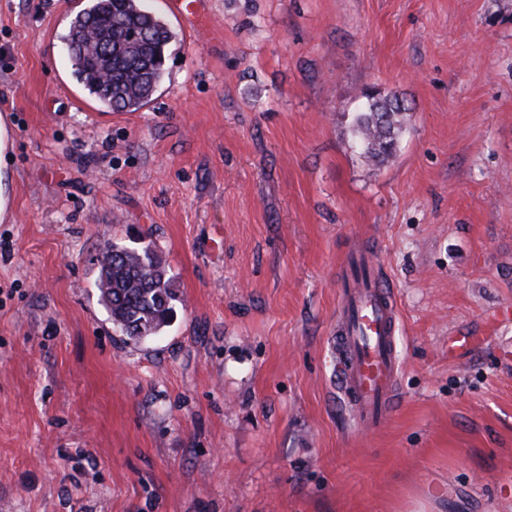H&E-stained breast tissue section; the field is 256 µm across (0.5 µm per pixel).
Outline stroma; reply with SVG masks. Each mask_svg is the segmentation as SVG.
Wrapping results in <instances>:
<instances>
[{"label":"stroma","mask_w":512,"mask_h":512,"mask_svg":"<svg viewBox=\"0 0 512 512\" xmlns=\"http://www.w3.org/2000/svg\"><path fill=\"white\" fill-rule=\"evenodd\" d=\"M137 112L62 51L87 0H0V512H512V0H209ZM410 108L353 146L362 89ZM165 260L162 335L113 329L109 243ZM397 304L400 397L354 432L343 258ZM11 119L0 114V223L8 222L14 210L13 170L10 161L14 150Z\"/></svg>","instance_id":"1"}]
</instances>
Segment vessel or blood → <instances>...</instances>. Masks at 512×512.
I'll return each mask as SVG.
<instances>
[{"mask_svg": "<svg viewBox=\"0 0 512 512\" xmlns=\"http://www.w3.org/2000/svg\"><path fill=\"white\" fill-rule=\"evenodd\" d=\"M166 7L195 29L207 17L204 0H167ZM371 264L367 253L347 256L334 341L336 390L359 429L383 427L399 399L396 305Z\"/></svg>", "mask_w": 512, "mask_h": 512, "instance_id": "1", "label": "vessel or blood"}]
</instances>
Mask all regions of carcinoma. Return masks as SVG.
<instances>
[{"mask_svg":"<svg viewBox=\"0 0 512 512\" xmlns=\"http://www.w3.org/2000/svg\"><path fill=\"white\" fill-rule=\"evenodd\" d=\"M174 35L147 0H91L70 23L63 41L84 89L114 112H138L165 73ZM352 129L354 144L373 165L395 155L409 108L376 90L360 95ZM96 288L112 325L135 344L162 333L173 320L171 278L149 248L105 245Z\"/></svg>","mask_w":512,"mask_h":512,"instance_id":"obj_1","label":"carcinoma"}]
</instances>
